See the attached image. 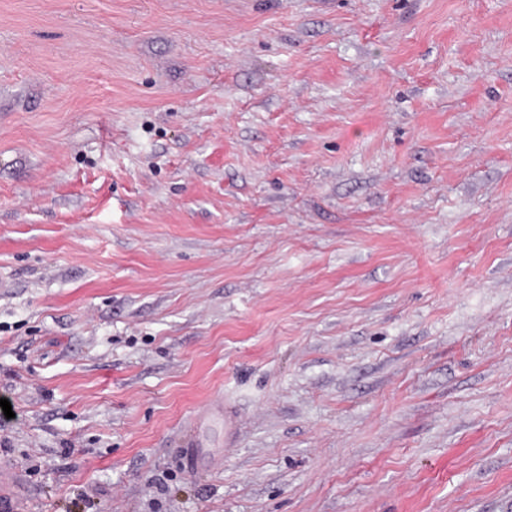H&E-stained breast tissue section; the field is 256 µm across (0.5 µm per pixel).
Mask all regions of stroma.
Returning <instances> with one entry per match:
<instances>
[{"instance_id":"1","label":"stroma","mask_w":512,"mask_h":512,"mask_svg":"<svg viewBox=\"0 0 512 512\" xmlns=\"http://www.w3.org/2000/svg\"><path fill=\"white\" fill-rule=\"evenodd\" d=\"M0 398L34 512H512V0H0Z\"/></svg>"}]
</instances>
